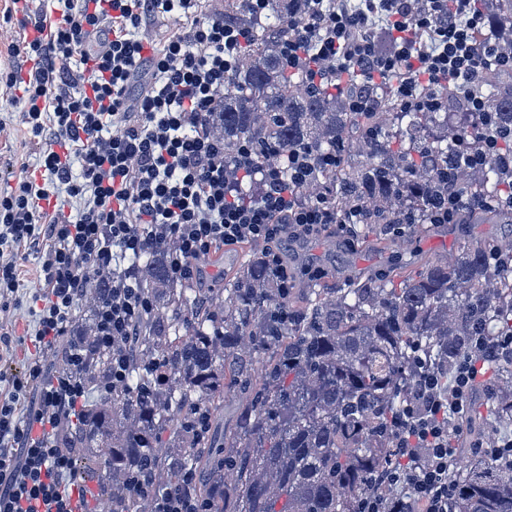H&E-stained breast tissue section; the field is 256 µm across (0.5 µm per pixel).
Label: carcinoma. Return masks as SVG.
I'll return each mask as SVG.
<instances>
[{"instance_id":"cac0c4a2","label":"carcinoma","mask_w":512,"mask_h":512,"mask_svg":"<svg viewBox=\"0 0 512 512\" xmlns=\"http://www.w3.org/2000/svg\"><path fill=\"white\" fill-rule=\"evenodd\" d=\"M288 4L271 0L258 18L224 2V15L252 30L224 111L209 120L224 162L246 143L257 165L285 169L295 143L315 157L339 151L338 165L301 195L313 200L326 189L338 210L356 206L354 249L401 245L398 224L410 235L431 231L430 203L447 177L469 202L458 223L512 225L504 201L512 173L495 158L464 163L484 129L461 89L438 91L447 98L441 112H405L391 86H374L373 111L352 112L355 75L340 90L314 88L282 63ZM482 8L491 20L483 37L512 48V0ZM482 93L499 125L512 126V72L485 64ZM263 250L222 288L173 281L164 249L135 258L152 311L130 349L139 370L116 392L112 349L97 336L108 277L82 299L50 366L76 374L96 400L63 424L55 444L96 503L148 512L149 492L133 480L148 466L153 487L186 489L208 512H359L394 459L402 407L419 404L413 380L446 374L477 339L512 331V241L463 240L451 258L398 273L350 272L338 288L299 287L288 258L285 279ZM144 366L157 368L159 381ZM485 368L481 400L464 419L472 439L496 422L512 425V350L499 349ZM231 391L241 399L226 421ZM451 482L448 512H512L509 459L471 457Z\"/></svg>"}]
</instances>
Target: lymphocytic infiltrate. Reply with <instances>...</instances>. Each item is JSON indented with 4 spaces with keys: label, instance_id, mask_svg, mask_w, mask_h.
Segmentation results:
<instances>
[{
    "label": "lymphocytic infiltrate",
    "instance_id": "lymphocytic-infiltrate-1",
    "mask_svg": "<svg viewBox=\"0 0 512 512\" xmlns=\"http://www.w3.org/2000/svg\"><path fill=\"white\" fill-rule=\"evenodd\" d=\"M63 2L56 16L38 0H11L7 10L27 32L10 52L28 68L0 71V87L21 90L20 123L39 161L20 163L15 187L0 192V249L33 248L42 287L30 297L34 351L24 373L0 368V512H91L87 490L71 480V463L54 445L84 389L69 374L42 380L38 353L64 335L98 276L112 285L99 301L97 328L112 347V382L124 384L133 370L132 325L151 311L133 258L168 247L172 279L199 284L197 261L215 249L349 230L334 203H306L297 193L335 167L337 155L316 161L297 147L287 168L259 169L245 145L228 164L223 142L205 130L209 114L224 107L250 29L220 10L200 18L202 0ZM301 2L280 54L309 85L337 87L354 69L365 86L350 95L351 111H372L368 86L390 81L405 108L436 112L445 105L440 89L464 83L469 111L488 130L468 162L480 164L512 141V127H498L481 92L485 63L496 58L512 70V50L478 41L489 23L480 0ZM165 19L176 31L151 37ZM252 175L260 190L245 201L240 180ZM70 201L78 205L72 218L62 210ZM487 349L477 340L448 381L420 378L421 404L406 405L397 425L399 464L378 476L402 494L366 496L361 512H448L449 475L460 460L448 422L465 416Z\"/></svg>",
    "mask_w": 512,
    "mask_h": 512
}]
</instances>
